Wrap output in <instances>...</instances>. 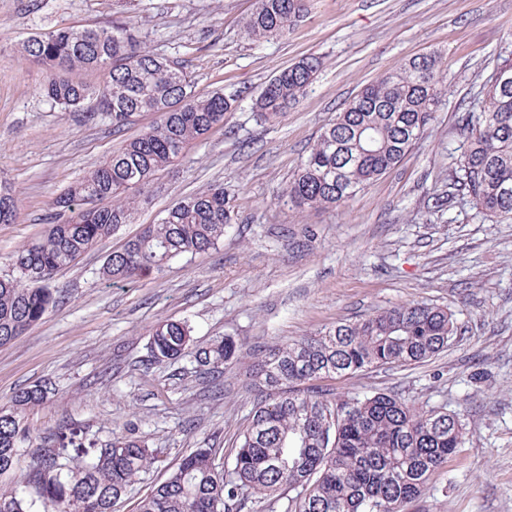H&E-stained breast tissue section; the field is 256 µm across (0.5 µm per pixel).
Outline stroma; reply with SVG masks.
Returning <instances> with one entry per match:
<instances>
[{
  "mask_svg": "<svg viewBox=\"0 0 512 512\" xmlns=\"http://www.w3.org/2000/svg\"><path fill=\"white\" fill-rule=\"evenodd\" d=\"M256 0H0V184L20 214L0 224V277L11 257L49 223L52 200L126 140L98 115L52 105L47 72L29 63L31 36L71 25H134L142 48L179 64L195 92L237 96L224 125L190 142L157 172L128 224L46 283L57 302L26 334L0 347V408L38 382L49 398L24 419L33 441L81 431L111 443L126 434L154 452L114 512H136L181 459L216 449L219 468L260 394L251 376L277 345L394 306L447 307L458 333L431 360L321 379L346 397L392 392L407 403L459 412L464 444L407 512H512V222L498 223L458 183L466 132L460 115L480 108L500 59L512 57V0H309L288 34L255 43L242 33ZM437 50L442 102L405 158L350 203L298 211L284 202L323 128L367 84ZM322 67L278 122L261 123L252 101L300 59ZM224 185L238 214L215 249L169 262L132 283L100 274L109 254L159 223L175 203ZM187 322L189 349L154 362L150 332ZM237 360L207 373L195 351L224 337Z\"/></svg>",
  "mask_w": 512,
  "mask_h": 512,
  "instance_id": "1",
  "label": "stroma"
}]
</instances>
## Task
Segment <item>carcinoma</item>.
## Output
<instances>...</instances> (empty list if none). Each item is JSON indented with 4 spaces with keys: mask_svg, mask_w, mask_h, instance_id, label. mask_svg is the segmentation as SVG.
Here are the masks:
<instances>
[{
    "mask_svg": "<svg viewBox=\"0 0 512 512\" xmlns=\"http://www.w3.org/2000/svg\"><path fill=\"white\" fill-rule=\"evenodd\" d=\"M307 10L308 0H257L244 33L254 42L283 36ZM23 51L50 72L43 94L56 105L76 109L94 97L117 129L145 112L157 121L57 197L56 220L15 254L19 276L0 278V346L24 335L55 303L52 292L34 284L126 223L155 173L224 124L237 103L218 92L195 95L187 73L141 48L123 23L63 27L27 40ZM321 67L320 58L308 56L281 71L255 99V110L267 122L278 121ZM79 69L104 72L102 85L69 77ZM496 71L511 80L489 82L480 111L462 115L467 144L460 179L484 214L512 222V59H502ZM443 82L440 54L430 52L366 85L320 134L282 197L301 211L347 204L409 152L440 105ZM18 214L16 195L0 187V223H13ZM235 219L221 186L184 199L112 253L102 277L121 283L159 273L173 259L217 247ZM456 331L448 308L412 303L271 349L255 375L264 399L249 415L231 468L219 472L212 449L198 448L139 502L138 512H230L244 492L286 498V512H405L463 444L460 414L425 410L384 392L345 399L316 381L425 362L447 350ZM190 341L187 323L161 322L151 332V356L158 363L173 360ZM239 352L226 337L198 349L195 358L214 369ZM48 394L46 384L23 387L0 409V474L20 463L24 445L32 443L21 419ZM76 437L74 429L59 436L72 445L60 455L46 447L33 451L24 489L1 494L0 512H74L77 506L112 512L153 460L134 437L115 436L100 448ZM77 458L85 463L74 466Z\"/></svg>",
    "mask_w": 512,
    "mask_h": 512,
    "instance_id": "cac0c4a2",
    "label": "carcinoma"
}]
</instances>
